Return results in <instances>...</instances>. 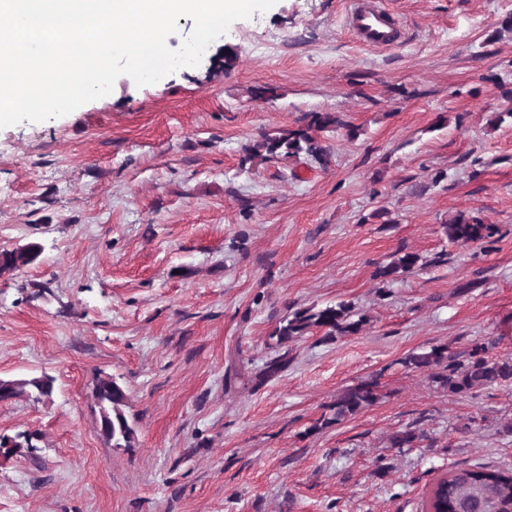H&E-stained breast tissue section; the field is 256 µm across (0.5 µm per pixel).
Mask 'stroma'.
Listing matches in <instances>:
<instances>
[{
    "label": "stroma",
    "instance_id": "35a3bbf8",
    "mask_svg": "<svg viewBox=\"0 0 512 512\" xmlns=\"http://www.w3.org/2000/svg\"><path fill=\"white\" fill-rule=\"evenodd\" d=\"M383 2L392 49L353 36L349 0H277L217 38L238 54L218 76L123 75L68 115L0 128V251L42 247L0 277V378L55 379L50 400L0 402V434L41 437L37 458L0 457V512H423L449 469L512 468V382L458 396L402 363L491 340L512 357V0ZM314 112L343 120L317 133L326 163L242 164ZM460 211L500 237L450 243ZM402 248L424 267L378 293ZM340 300L367 316L358 333L277 343L292 312ZM104 374L126 389L133 447L99 432ZM372 380L377 403L318 428ZM405 430L413 445L391 447Z\"/></svg>",
    "mask_w": 512,
    "mask_h": 512
}]
</instances>
